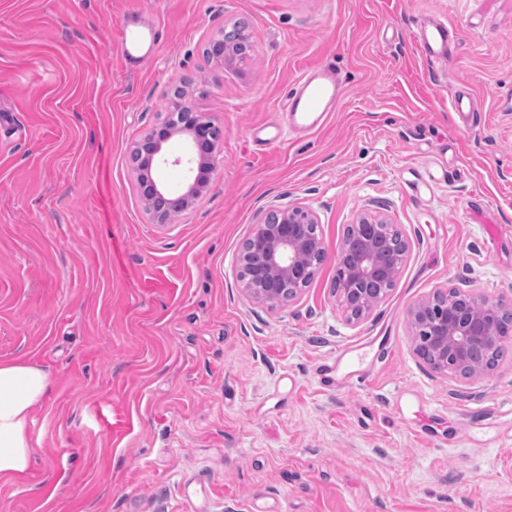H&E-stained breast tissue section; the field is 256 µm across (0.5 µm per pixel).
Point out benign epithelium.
<instances>
[{"label":"benign epithelium","instance_id":"obj_1","mask_svg":"<svg viewBox=\"0 0 512 512\" xmlns=\"http://www.w3.org/2000/svg\"><path fill=\"white\" fill-rule=\"evenodd\" d=\"M248 42L243 32L224 31L209 41L208 54L224 68L236 69L244 62ZM169 109L177 120L157 125L132 149L139 162L137 188L157 224L169 223L175 212L193 209L208 183L195 177L181 193L173 194L160 180L143 176L142 168L185 161L212 173L224 148L216 125L184 98H171ZM179 133L190 136L188 158L171 161L165 145ZM318 224L311 207L297 204L278 209L255 225L237 258L242 288L252 301L274 308L297 299L311 284L318 265L327 259L322 237L311 231ZM392 227L386 218L370 215H361L346 227L334 257L333 293L349 324L360 322L386 299L407 259L409 243L392 239ZM409 318L419 357L435 372L459 379L488 374L496 367L499 349L512 340V302L501 297L437 288L411 307Z\"/></svg>","mask_w":512,"mask_h":512}]
</instances>
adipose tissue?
<instances>
[{
	"instance_id": "1",
	"label": "adipose tissue",
	"mask_w": 512,
	"mask_h": 512,
	"mask_svg": "<svg viewBox=\"0 0 512 512\" xmlns=\"http://www.w3.org/2000/svg\"><path fill=\"white\" fill-rule=\"evenodd\" d=\"M49 373L25 360L0 361V477L25 474L37 443L28 425L43 406Z\"/></svg>"
}]
</instances>
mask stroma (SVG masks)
Listing matches in <instances>:
<instances>
[{
	"instance_id": "obj_1",
	"label": "stroma",
	"mask_w": 512,
	"mask_h": 512,
	"mask_svg": "<svg viewBox=\"0 0 512 512\" xmlns=\"http://www.w3.org/2000/svg\"><path fill=\"white\" fill-rule=\"evenodd\" d=\"M128 15L160 36L132 70ZM240 19L251 56L226 69L205 50ZM419 20L455 28L446 64L414 39ZM325 64L334 111L259 144ZM509 88L512 0H0V360L53 380L0 512H512V356L438 374L408 320L438 288L512 299ZM177 89L224 151L196 208L162 226L130 153ZM296 204L331 254L361 213L408 241L360 323L329 261L288 305L243 292L242 241ZM384 333L392 353L364 382L321 384L322 365Z\"/></svg>"
}]
</instances>
